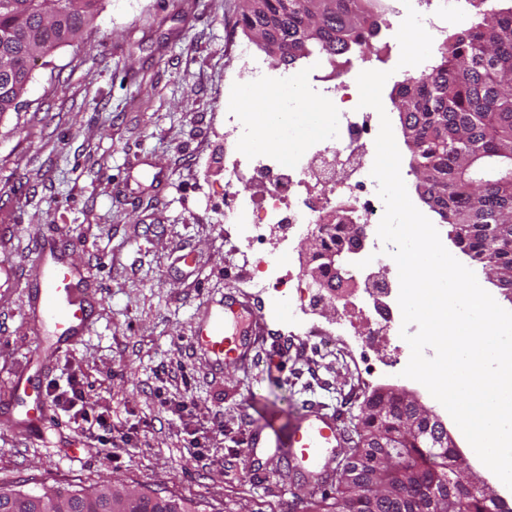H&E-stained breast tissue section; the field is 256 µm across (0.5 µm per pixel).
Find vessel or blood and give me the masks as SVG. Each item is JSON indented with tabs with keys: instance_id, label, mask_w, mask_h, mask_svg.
<instances>
[{
	"instance_id": "vessel-or-blood-1",
	"label": "vessel or blood",
	"mask_w": 512,
	"mask_h": 512,
	"mask_svg": "<svg viewBox=\"0 0 512 512\" xmlns=\"http://www.w3.org/2000/svg\"><path fill=\"white\" fill-rule=\"evenodd\" d=\"M84 281L83 273L62 262L52 245L40 246L27 315L32 322L51 327L58 346L72 347L81 340L92 309V294ZM251 330L248 302L228 294L203 304L194 322L192 343L220 368L248 357ZM10 396L24 407L22 426L37 427L46 421L42 394L32 389L28 378L18 377ZM339 440L336 416L311 408L289 420L275 446L295 467L319 479L330 471Z\"/></svg>"
}]
</instances>
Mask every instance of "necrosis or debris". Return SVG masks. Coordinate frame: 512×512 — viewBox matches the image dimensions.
I'll return each instance as SVG.
<instances>
[{"instance_id": "4bbe7bcc", "label": "necrosis or debris", "mask_w": 512, "mask_h": 512, "mask_svg": "<svg viewBox=\"0 0 512 512\" xmlns=\"http://www.w3.org/2000/svg\"><path fill=\"white\" fill-rule=\"evenodd\" d=\"M422 17L432 38H440L453 20H464L472 13V0H392L395 18L389 27L397 34L407 8ZM242 61L238 81L258 84L278 95L276 111L254 109L237 111L224 108V121L235 136L236 158L226 170L229 193L224 205V221L236 225L242 239H252L260 226L285 227L287 233H323L322 217L336 207L351 214L364 227L374 249L384 250L377 230L385 206L378 195V183L371 175L373 157L364 147L374 142L380 117L370 107H360L357 77L367 70L366 59L351 57L341 64L318 57L308 58L300 66L283 69L273 63L256 60L249 47L238 49ZM300 125L305 132L288 151L250 140L254 127L275 128ZM252 168L266 184L262 195L255 196L238 187L243 168ZM306 192L305 208H292L290 199Z\"/></svg>"}]
</instances>
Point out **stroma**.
<instances>
[{
	"label": "stroma",
	"instance_id": "stroma-1",
	"mask_svg": "<svg viewBox=\"0 0 512 512\" xmlns=\"http://www.w3.org/2000/svg\"><path fill=\"white\" fill-rule=\"evenodd\" d=\"M242 0H105L82 38L40 60L19 111L0 116V396L39 370L50 330L26 311L37 250L54 243L84 270L94 307L61 353L45 395L77 385L105 438L51 403L50 422L0 431V486L124 484L191 501L197 512H312L313 477L286 471L254 426L313 406L351 433L372 389L416 394L459 429L388 343L336 335L339 313L303 316L275 283L253 287L224 233V101L244 41ZM109 136H101V128ZM262 325L250 359L212 369L190 338L197 307L226 292Z\"/></svg>",
	"mask_w": 512,
	"mask_h": 512
}]
</instances>
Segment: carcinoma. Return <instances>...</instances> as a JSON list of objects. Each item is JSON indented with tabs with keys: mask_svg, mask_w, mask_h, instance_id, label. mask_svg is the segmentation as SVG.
<instances>
[{
	"mask_svg": "<svg viewBox=\"0 0 512 512\" xmlns=\"http://www.w3.org/2000/svg\"><path fill=\"white\" fill-rule=\"evenodd\" d=\"M103 0H0V61L12 63L0 73V115L17 112L37 62L63 43L81 38L93 25ZM370 0H255L243 5L242 30L273 63L292 66L313 53L336 57L349 49L373 45L383 15L366 7ZM481 20L445 39L440 60L426 74L398 84L400 123L415 133L410 171L419 196L449 226L460 251L482 267L507 273L498 288L512 295V180L503 162L512 156V5L479 10ZM394 422L359 417L352 461L337 477L336 501L330 512H446L439 499L448 497V453L437 448L443 433L437 422L426 433L398 431L413 410L392 404ZM397 432L398 454L417 479L375 470L366 460L385 451ZM361 486L404 491L406 502L385 507L354 499ZM122 486L89 485L66 491L73 512H107L110 498ZM467 512L505 511L490 491H465ZM0 501L11 512H35L27 493L0 487ZM127 512H194L180 498L142 490Z\"/></svg>",
	"mask_w": 512,
	"mask_h": 512,
	"instance_id": "carcinoma-1",
	"label": "carcinoma"
}]
</instances>
